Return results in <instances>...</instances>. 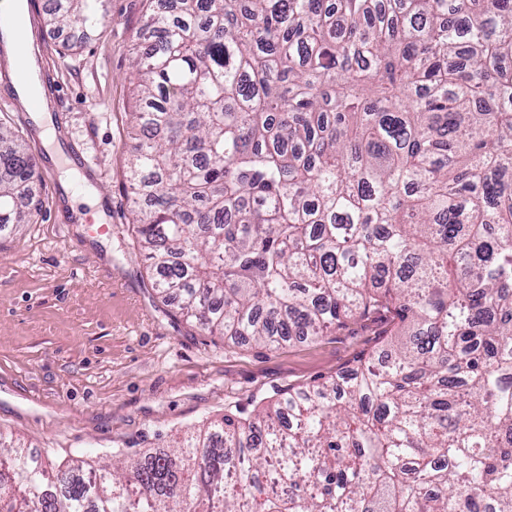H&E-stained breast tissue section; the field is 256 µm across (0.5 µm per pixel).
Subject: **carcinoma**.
<instances>
[{"instance_id": "1", "label": "carcinoma", "mask_w": 512, "mask_h": 512, "mask_svg": "<svg viewBox=\"0 0 512 512\" xmlns=\"http://www.w3.org/2000/svg\"><path fill=\"white\" fill-rule=\"evenodd\" d=\"M173 2L131 65L155 287L235 341L394 340L110 471L0 433V512H512V0ZM33 169L0 126V231Z\"/></svg>"}]
</instances>
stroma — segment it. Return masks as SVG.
<instances>
[{
	"label": "stroma",
	"mask_w": 512,
	"mask_h": 512,
	"mask_svg": "<svg viewBox=\"0 0 512 512\" xmlns=\"http://www.w3.org/2000/svg\"><path fill=\"white\" fill-rule=\"evenodd\" d=\"M31 35L59 81L55 121L96 166L93 184L109 233L72 201L36 125L23 124L0 59V124L37 161L33 223L0 232V431L58 463H107L113 451L165 446L173 434L249 413L264 398L378 355L384 318L351 322L275 349L210 334L163 301L140 253L124 176L136 100L131 49L162 0H105L106 23L71 33L48 25L46 0Z\"/></svg>",
	"instance_id": "stroma-1"
}]
</instances>
